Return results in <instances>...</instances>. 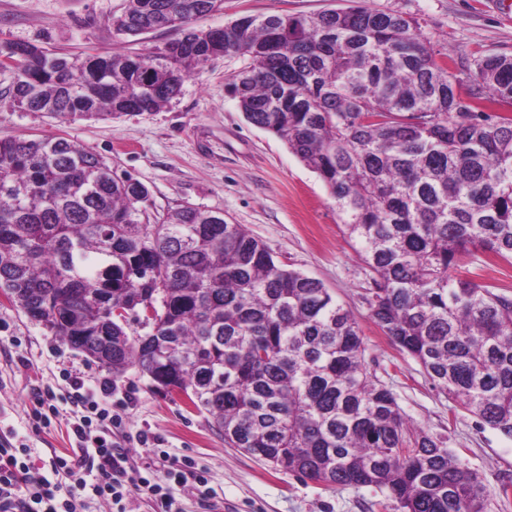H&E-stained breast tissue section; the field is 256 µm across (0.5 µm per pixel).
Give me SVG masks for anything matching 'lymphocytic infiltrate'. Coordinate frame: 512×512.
<instances>
[{
  "label": "lymphocytic infiltrate",
  "mask_w": 512,
  "mask_h": 512,
  "mask_svg": "<svg viewBox=\"0 0 512 512\" xmlns=\"http://www.w3.org/2000/svg\"><path fill=\"white\" fill-rule=\"evenodd\" d=\"M72 388L71 403L81 411L73 426L77 452L52 456L38 467L28 444L0 440V512H89L95 501L120 504L134 488L151 494L158 512H180L175 489L189 476L195 479L203 506H210L215 494L190 457L170 458L164 479L131 477L127 449L112 440L119 419L109 407L111 384L88 388L76 380ZM64 475L73 477V485H62Z\"/></svg>",
  "instance_id": "f902f5d3"
}]
</instances>
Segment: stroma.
<instances>
[{"label":"stroma","mask_w":512,"mask_h":512,"mask_svg":"<svg viewBox=\"0 0 512 512\" xmlns=\"http://www.w3.org/2000/svg\"><path fill=\"white\" fill-rule=\"evenodd\" d=\"M359 4L419 18L431 42L456 62L465 78L477 53L512 55V20L490 0H224L221 11L201 19L221 27L253 15L315 14ZM125 0H0V46L26 43L60 53L131 52L163 46L171 31L137 37L112 25ZM235 56L206 63L181 94L155 112L99 120L61 122L13 107L6 91L14 80L0 70V139L20 135L60 136L103 157L149 190V211L160 217L184 205L223 212L242 224L284 267L320 280L356 319L369 371L389 388L415 427L447 437L476 469L488 492L512 479V439L481 427L456 409L422 366L395 347L370 316L365 296L368 270L345 230L318 175L287 145L248 123L228 84L241 68ZM108 372L53 336L0 297V434L14 430L36 450L37 462L74 453L69 414L70 382L93 387ZM51 390L58 414L40 418L35 395ZM112 411L122 420L112 440L131 455V466L162 469V452L189 456L207 472L223 512H383L371 487L331 489L225 446L207 414L148 389L137 370L112 383ZM148 433V444L138 442Z\"/></svg>","instance_id":"35a3bbf8"}]
</instances>
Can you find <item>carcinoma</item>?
I'll list each match as a JSON object with an SVG mask.
<instances>
[{"label":"carcinoma","instance_id":"obj_1","mask_svg":"<svg viewBox=\"0 0 512 512\" xmlns=\"http://www.w3.org/2000/svg\"><path fill=\"white\" fill-rule=\"evenodd\" d=\"M223 0H126L121 34L178 36L139 53L28 46L13 104L65 120L169 104L207 62L247 59L231 93L329 190L372 273L382 332L461 410L512 439V294L463 270L512 263V56L461 80L416 18L358 6L248 15L224 40L197 22ZM149 190L60 137L0 139V290L115 379L136 367L187 394L224 443L327 487L367 486L397 512H489L477 471L408 425L368 370L359 326L324 284L277 263L242 224L182 206L150 223ZM144 335L128 332L147 306ZM127 316L119 318L113 309Z\"/></svg>","mask_w":512,"mask_h":512}]
</instances>
